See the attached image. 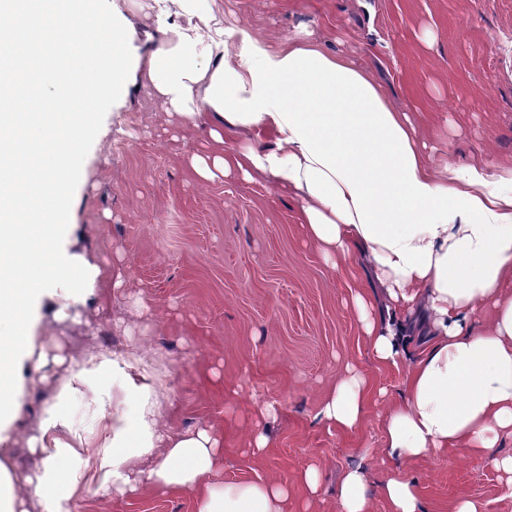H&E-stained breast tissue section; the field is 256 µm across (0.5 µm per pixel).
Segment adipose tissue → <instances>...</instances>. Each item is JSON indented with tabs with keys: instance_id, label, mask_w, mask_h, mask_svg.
I'll return each mask as SVG.
<instances>
[{
	"instance_id": "ef3b65f1",
	"label": "adipose tissue",
	"mask_w": 512,
	"mask_h": 512,
	"mask_svg": "<svg viewBox=\"0 0 512 512\" xmlns=\"http://www.w3.org/2000/svg\"><path fill=\"white\" fill-rule=\"evenodd\" d=\"M0 0V38L65 30L79 37L95 71L62 59L43 77L42 96L64 86L72 104L91 100L97 83L112 98L139 74L168 116L212 144L188 163L200 181L218 177L274 188L298 203L296 222L332 269L365 257L376 292L351 287L348 305L377 364L405 368L408 396L382 418V446L399 463L380 487L390 512H424L417 482L402 465L464 448L512 474V456L492 453L512 436V169L447 162L433 169L418 127L396 110L383 87L354 60L328 53L310 35L277 47L243 26L226 25L224 0H129L152 15L159 38L145 60L131 62L121 13L97 11L95 0ZM25 90L0 64V429L19 416L15 390L33 362L31 385L54 381L37 430L25 442L44 467L15 475L0 448V512H28L29 493L42 512H76L87 492L111 502L147 490L188 493L195 512H308L320 489L312 465L294 482L223 480L229 438L223 427H177L162 410L166 383L159 358L136 336L123 351L80 355L40 351L29 330L41 319L46 277L76 287L111 284L123 292L125 269L86 264L72 277L66 259L46 266L49 247L86 239L72 223L73 187L84 169L74 125L93 116L23 111ZM64 367L49 378L48 364ZM117 387L103 389L106 379ZM373 389L348 368L320 404L319 420L341 432L363 424ZM94 407L76 428L68 404ZM362 467L347 469L336 489L339 512H372Z\"/></svg>"
}]
</instances>
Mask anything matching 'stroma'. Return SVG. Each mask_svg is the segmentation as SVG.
<instances>
[{
  "instance_id": "35a3bbf8",
  "label": "stroma",
  "mask_w": 512,
  "mask_h": 512,
  "mask_svg": "<svg viewBox=\"0 0 512 512\" xmlns=\"http://www.w3.org/2000/svg\"><path fill=\"white\" fill-rule=\"evenodd\" d=\"M224 0L232 22L274 45L298 31L349 56L410 113L433 167L454 160L512 166V0ZM131 23L132 59L149 48L152 19L128 0H99ZM200 145L174 128L149 88L131 82L126 97L96 106L83 144L84 183L76 187L75 223L86 225L92 263H122L129 293L101 300L78 292L61 319L44 316L32 331L45 346L79 354L94 345L120 349L121 331L145 336L167 373V408L178 426L248 418L274 402L270 446L251 454L233 437L224 478L293 481L312 464L322 470L313 512H337L342 473L367 471L372 512H389L379 481L395 468L381 446L388 400L407 395L402 371L377 367L345 305L344 272L331 270L295 219L296 205L274 189L231 179L203 184L185 156ZM151 300L140 314L134 294ZM355 365L388 399H372L360 429L338 432L315 415L323 397ZM236 384V403L224 395ZM27 405L6 445L19 471L42 464L20 438L35 428L52 387L21 388ZM425 512H453L460 495L484 512H512V479L462 449L413 462ZM186 494L146 491L105 505L87 494L77 512H194Z\"/></svg>"
}]
</instances>
